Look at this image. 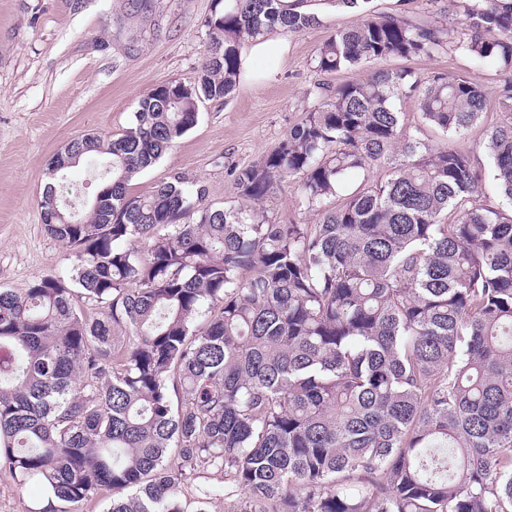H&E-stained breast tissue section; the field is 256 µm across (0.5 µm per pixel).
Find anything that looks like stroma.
I'll return each instance as SVG.
<instances>
[{"mask_svg": "<svg viewBox=\"0 0 512 512\" xmlns=\"http://www.w3.org/2000/svg\"><path fill=\"white\" fill-rule=\"evenodd\" d=\"M383 13L419 22L450 16L449 0H373ZM321 24L285 33L286 51L254 61L229 100L199 106L196 126L130 185L135 194L178 174L206 185L207 203L238 205L229 169L260 163L299 120L319 78L312 58L358 15L333 0H311ZM211 0H0V288L23 291L66 269L69 248L42 224L50 157L74 137L116 136L134 121L139 97L157 84L197 82L208 43ZM419 76L463 73L496 89L505 74L447 44L407 61ZM267 219L318 223L290 180L265 206Z\"/></svg>", "mask_w": 512, "mask_h": 512, "instance_id": "obj_1", "label": "stroma"}]
</instances>
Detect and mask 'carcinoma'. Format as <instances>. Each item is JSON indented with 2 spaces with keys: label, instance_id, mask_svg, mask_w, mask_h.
I'll return each instance as SVG.
<instances>
[{
  "label": "carcinoma",
  "instance_id": "carcinoma-1",
  "mask_svg": "<svg viewBox=\"0 0 512 512\" xmlns=\"http://www.w3.org/2000/svg\"><path fill=\"white\" fill-rule=\"evenodd\" d=\"M369 2L338 0L361 17L312 58L361 75L315 83L263 161L230 171L245 205H206L177 174L129 185L235 90L251 43L319 24L307 0H212L196 84H158L123 134L61 148L107 180L84 214L47 189L71 265L0 289V472L44 492L25 512L114 490L131 494L106 512H184L179 486L208 471L224 486L198 487L199 512H512V209L477 204L475 150L424 136L484 124L512 201V0H455L457 49L510 73L497 119L464 75L363 72L448 41ZM286 178L318 223L260 214Z\"/></svg>",
  "mask_w": 512,
  "mask_h": 512
}]
</instances>
